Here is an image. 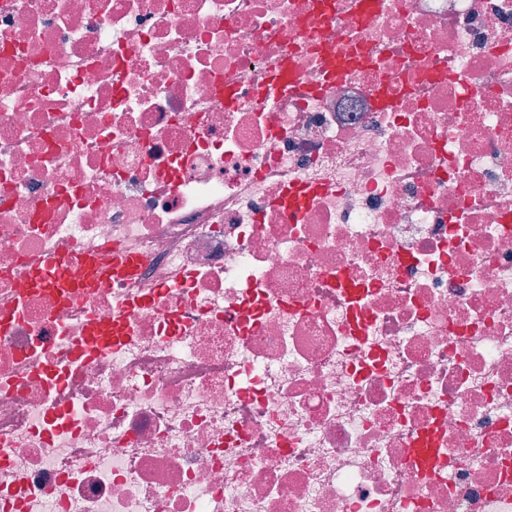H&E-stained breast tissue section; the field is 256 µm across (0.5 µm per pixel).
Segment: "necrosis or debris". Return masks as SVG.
Segmentation results:
<instances>
[{"label":"necrosis or debris","instance_id":"1","mask_svg":"<svg viewBox=\"0 0 512 512\" xmlns=\"http://www.w3.org/2000/svg\"><path fill=\"white\" fill-rule=\"evenodd\" d=\"M0 512H512V0H0Z\"/></svg>","mask_w":512,"mask_h":512}]
</instances>
